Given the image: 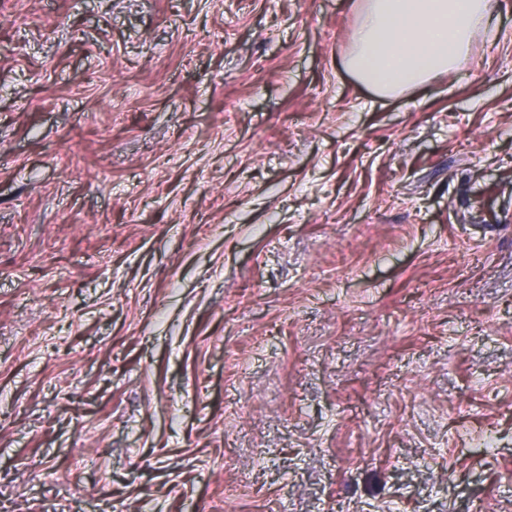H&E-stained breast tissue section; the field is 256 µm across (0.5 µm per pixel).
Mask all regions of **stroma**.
Wrapping results in <instances>:
<instances>
[{"label": "stroma", "instance_id": "stroma-1", "mask_svg": "<svg viewBox=\"0 0 512 512\" xmlns=\"http://www.w3.org/2000/svg\"><path fill=\"white\" fill-rule=\"evenodd\" d=\"M354 0H0V512H512V0L383 98Z\"/></svg>", "mask_w": 512, "mask_h": 512}]
</instances>
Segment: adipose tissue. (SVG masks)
Segmentation results:
<instances>
[{
    "mask_svg": "<svg viewBox=\"0 0 512 512\" xmlns=\"http://www.w3.org/2000/svg\"><path fill=\"white\" fill-rule=\"evenodd\" d=\"M490 19V0H362L345 67L396 96L455 70Z\"/></svg>",
    "mask_w": 512,
    "mask_h": 512,
    "instance_id": "ef3b65f1",
    "label": "adipose tissue"
}]
</instances>
